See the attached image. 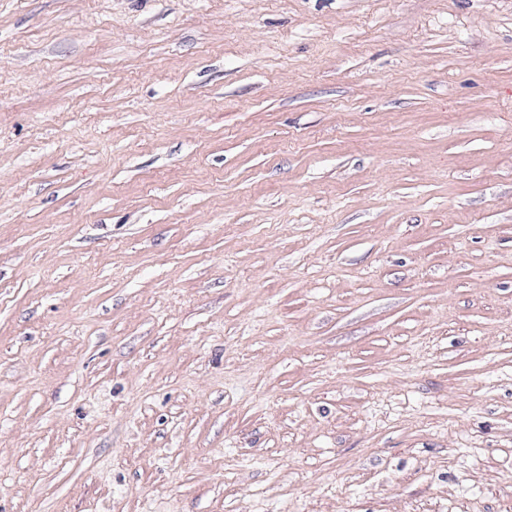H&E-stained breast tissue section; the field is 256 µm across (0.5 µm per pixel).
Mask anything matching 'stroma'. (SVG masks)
Segmentation results:
<instances>
[{
  "instance_id": "35a3bbf8",
  "label": "stroma",
  "mask_w": 512,
  "mask_h": 512,
  "mask_svg": "<svg viewBox=\"0 0 512 512\" xmlns=\"http://www.w3.org/2000/svg\"><path fill=\"white\" fill-rule=\"evenodd\" d=\"M0 512H512V0H0Z\"/></svg>"
}]
</instances>
